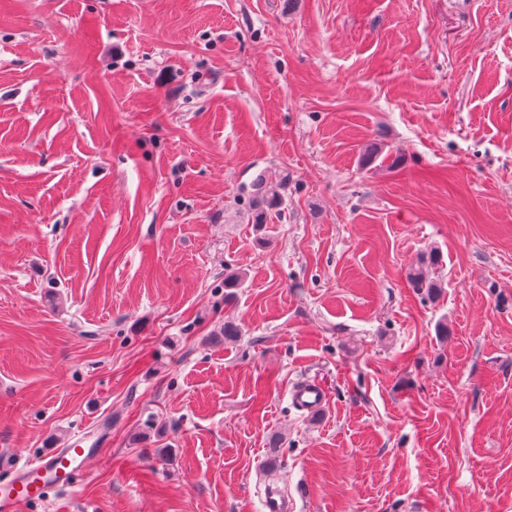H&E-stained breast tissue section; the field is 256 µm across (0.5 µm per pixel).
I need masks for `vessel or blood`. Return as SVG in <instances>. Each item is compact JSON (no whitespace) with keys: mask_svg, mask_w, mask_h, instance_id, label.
<instances>
[{"mask_svg":"<svg viewBox=\"0 0 512 512\" xmlns=\"http://www.w3.org/2000/svg\"><path fill=\"white\" fill-rule=\"evenodd\" d=\"M293 401L310 412L322 409L327 401L325 387L316 381L296 383ZM89 450L82 447L56 448L37 462L16 467L14 478L0 483V512H20L22 506L42 500L51 488L70 486L86 469Z\"/></svg>","mask_w":512,"mask_h":512,"instance_id":"1","label":"vessel or blood"}]
</instances>
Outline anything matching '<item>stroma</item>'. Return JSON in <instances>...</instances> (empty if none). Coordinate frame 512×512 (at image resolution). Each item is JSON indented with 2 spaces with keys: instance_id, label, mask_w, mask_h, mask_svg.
Segmentation results:
<instances>
[{
  "instance_id": "obj_1",
  "label": "stroma",
  "mask_w": 512,
  "mask_h": 512,
  "mask_svg": "<svg viewBox=\"0 0 512 512\" xmlns=\"http://www.w3.org/2000/svg\"><path fill=\"white\" fill-rule=\"evenodd\" d=\"M76 444L22 512H512V0H0V481ZM288 180L287 175L278 179H260L256 192L247 200V207L251 215V223L257 230L269 224L272 214H279L284 203L282 189ZM437 263V257L430 255L426 259H421L419 263L411 268L409 280L415 288L425 289L428 296H434L437 288H440L437 282L432 278L433 266ZM291 396L301 409L310 412L322 409L327 401L325 387L316 381L297 382L292 387Z\"/></svg>"
}]
</instances>
